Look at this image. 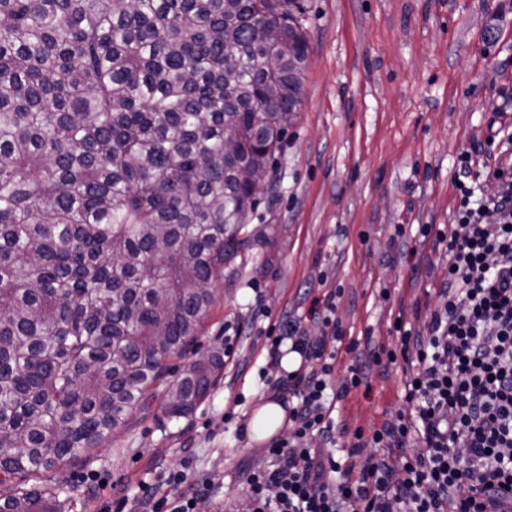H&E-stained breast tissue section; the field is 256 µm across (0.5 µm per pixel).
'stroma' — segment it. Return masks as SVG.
Returning a JSON list of instances; mask_svg holds the SVG:
<instances>
[{
    "label": "stroma",
    "instance_id": "35a3bbf8",
    "mask_svg": "<svg viewBox=\"0 0 512 512\" xmlns=\"http://www.w3.org/2000/svg\"><path fill=\"white\" fill-rule=\"evenodd\" d=\"M308 41L302 104L280 151L276 189L248 219L250 244L224 266L215 302L176 367L232 342L233 357L188 416L168 417L153 391L105 447L45 473L65 512L122 501L140 512L143 487L167 494L160 473L223 475L209 512L244 502L240 472L263 464L262 445L238 436L230 412L252 417L270 392L263 331L307 317L339 291L333 382L362 365L363 384L336 405L350 447L404 409L405 363L373 362L395 347V320L426 334L438 304L445 247L424 224L453 221L457 154L483 141L493 109H512V0H298ZM498 30L495 48L486 45Z\"/></svg>",
    "mask_w": 512,
    "mask_h": 512
}]
</instances>
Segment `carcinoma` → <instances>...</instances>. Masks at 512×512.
<instances>
[{
	"label": "carcinoma",
	"mask_w": 512,
	"mask_h": 512,
	"mask_svg": "<svg viewBox=\"0 0 512 512\" xmlns=\"http://www.w3.org/2000/svg\"><path fill=\"white\" fill-rule=\"evenodd\" d=\"M294 3L0 0V512H61L37 478L108 444L195 339L300 105ZM223 366L188 363L166 414Z\"/></svg>",
	"instance_id": "1"
}]
</instances>
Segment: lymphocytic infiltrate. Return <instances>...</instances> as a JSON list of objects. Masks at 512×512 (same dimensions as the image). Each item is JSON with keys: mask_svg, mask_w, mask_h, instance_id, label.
<instances>
[{"mask_svg": "<svg viewBox=\"0 0 512 512\" xmlns=\"http://www.w3.org/2000/svg\"><path fill=\"white\" fill-rule=\"evenodd\" d=\"M491 123L484 143L456 158L454 224L421 229L448 248L427 335L399 329L387 355L407 365V410L348 449L358 465L337 460L333 414L361 386L362 372L350 368L332 385L328 344L342 336L337 293L314 298L308 314L321 335L287 319L265 336L261 373L274 375V390L294 403L265 464L243 472L247 512H496L512 493V118L499 110ZM482 182L493 194L479 192ZM288 351L300 364L282 376ZM160 480L173 496L145 491L142 512H198L223 483L208 475L191 484L180 469Z\"/></svg>", "mask_w": 512, "mask_h": 512, "instance_id": "lymphocytic-infiltrate-1", "label": "lymphocytic infiltrate"}]
</instances>
